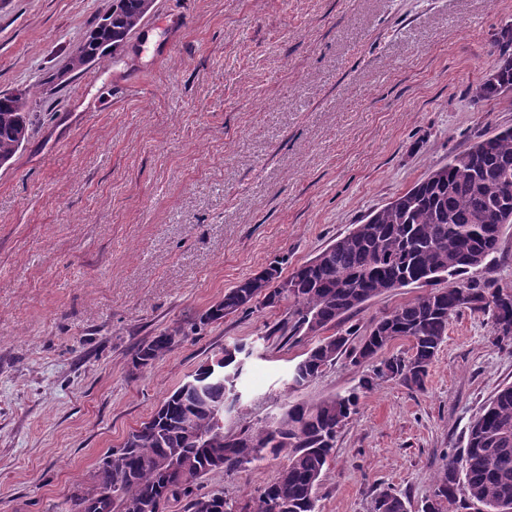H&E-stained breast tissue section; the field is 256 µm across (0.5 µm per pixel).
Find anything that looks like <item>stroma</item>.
<instances>
[{
	"mask_svg": "<svg viewBox=\"0 0 512 512\" xmlns=\"http://www.w3.org/2000/svg\"><path fill=\"white\" fill-rule=\"evenodd\" d=\"M112 0H0V92L31 125L0 167V512H61L73 486L199 365L252 347L224 429L351 391L340 358L303 387L312 336L274 334L287 306L201 316L256 270L290 272L479 136L512 96L474 104L512 0H155L122 51L57 83ZM368 301L349 323L419 296ZM181 327L144 370L137 347ZM512 384V345L464 310L425 391L379 382L336 439L318 512H374L390 490L421 512L448 455ZM282 460L215 472L237 504Z\"/></svg>",
	"mask_w": 512,
	"mask_h": 512,
	"instance_id": "stroma-1",
	"label": "stroma"
}]
</instances>
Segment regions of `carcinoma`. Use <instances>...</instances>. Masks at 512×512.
Listing matches in <instances>:
<instances>
[{
    "instance_id": "carcinoma-1",
    "label": "carcinoma",
    "mask_w": 512,
    "mask_h": 512,
    "mask_svg": "<svg viewBox=\"0 0 512 512\" xmlns=\"http://www.w3.org/2000/svg\"><path fill=\"white\" fill-rule=\"evenodd\" d=\"M110 26L96 24L83 39L90 64L124 47L143 23L139 0H112ZM498 79L482 77L470 88L472 101L504 96L512 86V27L494 34ZM30 126L26 99L0 96V167L23 146ZM512 216V127L482 136L448 163L431 170L408 190L369 213L312 259L287 275L292 287H277L282 273L269 266L241 280L208 309L217 322L242 309L289 305L288 319L273 332L291 339L313 324L328 331L341 325L371 299L415 285L425 293L373 320L356 346L354 327L325 336L293 368L291 382L303 387L346 356L368 364L359 385L316 402H296L279 414L278 424L253 429L249 439L225 433L210 407L235 406L232 393L247 358L243 344L226 346L216 364L201 365L174 389L123 443L105 454L88 483L74 487L64 512H168L186 501L187 512H234L224 492H199L212 472L245 471L267 459L284 457L272 483L253 497L248 512H315L316 488L334 454L340 429L357 413L360 395L379 380H393L413 391L425 389L430 368L448 333L450 320L463 310L489 316L494 343L512 341V287L502 288L471 273L501 256L500 236ZM175 331L164 330L139 345L136 370L153 365L173 349ZM398 339L411 343L407 356H384ZM175 458L174 469L162 462ZM477 512H512V385L500 389L471 422L465 454L451 456L437 473L421 512H456L461 502ZM375 512H408L397 494L383 491Z\"/></svg>"
}]
</instances>
